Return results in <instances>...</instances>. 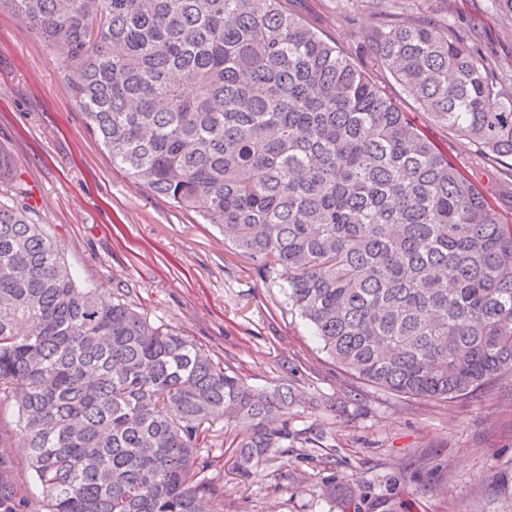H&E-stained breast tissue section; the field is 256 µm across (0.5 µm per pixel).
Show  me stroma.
I'll list each match as a JSON object with an SVG mask.
<instances>
[{"mask_svg": "<svg viewBox=\"0 0 512 512\" xmlns=\"http://www.w3.org/2000/svg\"><path fill=\"white\" fill-rule=\"evenodd\" d=\"M420 16L448 20L479 54L507 62L512 25L490 0H407ZM378 0H294L305 22L369 67L362 32L347 14ZM0 146L18 163L0 201L23 194L32 219L57 241L81 282L100 298L124 296L158 323L207 347L250 385L285 383L314 399L291 411L305 436L326 434L323 456L293 448L245 476L224 448L214 474L224 486L212 512H341L321 493L328 479L358 481L361 512H512V380L456 403L402 398L356 383L321 353L279 288L232 250L217 225L134 187L86 128L50 51L26 25L0 13ZM448 150L512 213V179L475 165L457 137ZM305 484H298V477Z\"/></svg>", "mask_w": 512, "mask_h": 512, "instance_id": "stroma-1", "label": "stroma"}]
</instances>
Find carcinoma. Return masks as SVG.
<instances>
[{"mask_svg":"<svg viewBox=\"0 0 512 512\" xmlns=\"http://www.w3.org/2000/svg\"><path fill=\"white\" fill-rule=\"evenodd\" d=\"M54 55L85 125L136 187L224 227L360 383L453 402L512 377V221L469 168L288 0H0ZM372 66L431 123L512 165V84L399 0L361 23ZM0 147V180L15 176ZM18 200L0 203V512H203L206 432L250 474L307 403L255 388L133 304L79 284ZM21 452L36 493L12 478ZM355 503L361 488L325 485Z\"/></svg>","mask_w":512,"mask_h":512,"instance_id":"obj_1","label":"carcinoma"}]
</instances>
